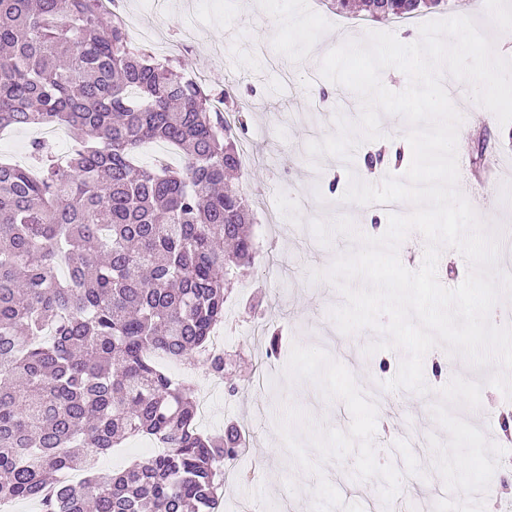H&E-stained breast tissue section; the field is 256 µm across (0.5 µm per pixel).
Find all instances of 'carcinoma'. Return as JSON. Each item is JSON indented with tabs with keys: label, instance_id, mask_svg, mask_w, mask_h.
I'll use <instances>...</instances> for the list:
<instances>
[{
	"label": "carcinoma",
	"instance_id": "carcinoma-1",
	"mask_svg": "<svg viewBox=\"0 0 512 512\" xmlns=\"http://www.w3.org/2000/svg\"><path fill=\"white\" fill-rule=\"evenodd\" d=\"M443 0H337L414 17ZM213 94L135 44L121 0H0V129L72 132L57 158L0 164V501L42 512H220L241 429L202 432L191 388L155 356L206 355L238 271L254 265L252 206L230 182L239 140ZM180 170L135 158L145 142ZM145 438L162 448L112 476L92 456ZM86 474L80 487L62 476Z\"/></svg>",
	"mask_w": 512,
	"mask_h": 512
}]
</instances>
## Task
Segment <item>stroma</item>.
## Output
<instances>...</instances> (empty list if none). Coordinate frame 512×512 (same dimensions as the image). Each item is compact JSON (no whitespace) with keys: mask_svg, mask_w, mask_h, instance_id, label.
<instances>
[{"mask_svg":"<svg viewBox=\"0 0 512 512\" xmlns=\"http://www.w3.org/2000/svg\"><path fill=\"white\" fill-rule=\"evenodd\" d=\"M470 12L476 23L502 20L501 40L512 38V0H448L405 20L372 21L332 9L330 0H125L135 28L155 33L177 69L200 76L207 88L231 86L253 141L239 187L256 211L260 247L241 273L225 316L241 328L229 353L237 365L217 380L202 366L165 362L181 371L207 403L201 430L222 433L229 423L249 425V444L224 479L223 512L247 500L260 512H484L476 461L497 458V416L507 399L487 382L488 370L471 369L444 347L423 362L429 394L384 389L404 357L384 350L365 355L379 340L371 330L342 334L330 316L344 297L328 281L313 280L352 250L335 236L317 242L309 225L347 216L366 235L386 231L387 213L342 202L349 174L333 156L311 158L307 145L335 133L334 118L357 120L360 100L323 79L309 83L330 50L367 32L402 33L419 40L422 24ZM463 116L457 142L458 186L477 213L496 214L512 228V186L488 176L489 158L512 156V124L475 102H457ZM264 315L282 329L281 352L266 357V335L250 336L249 321ZM265 378V390L248 383ZM237 394H229V385Z\"/></svg>","mask_w":512,"mask_h":512,"instance_id":"stroma-1","label":"stroma"}]
</instances>
